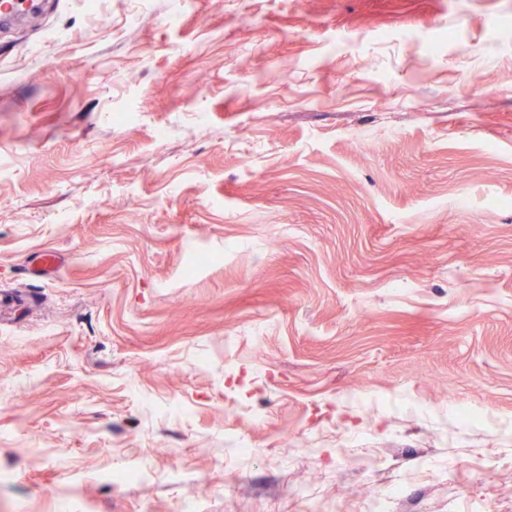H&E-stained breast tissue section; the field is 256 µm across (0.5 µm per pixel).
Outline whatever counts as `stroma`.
Returning a JSON list of instances; mask_svg holds the SVG:
<instances>
[{
	"instance_id": "obj_1",
	"label": "stroma",
	"mask_w": 512,
	"mask_h": 512,
	"mask_svg": "<svg viewBox=\"0 0 512 512\" xmlns=\"http://www.w3.org/2000/svg\"><path fill=\"white\" fill-rule=\"evenodd\" d=\"M373 448L512 512V0L0 29V512H368Z\"/></svg>"
}]
</instances>
